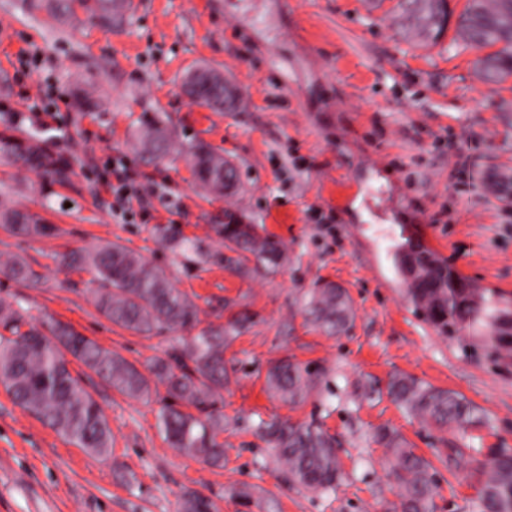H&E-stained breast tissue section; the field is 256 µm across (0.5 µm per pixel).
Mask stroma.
Listing matches in <instances>:
<instances>
[{"mask_svg":"<svg viewBox=\"0 0 512 512\" xmlns=\"http://www.w3.org/2000/svg\"><path fill=\"white\" fill-rule=\"evenodd\" d=\"M122 23L77 12L66 21L0 0V100L14 97L20 49L41 53L24 85L42 88L50 128L20 126L65 159V185L0 161V193L39 213L51 235L0 229V262L25 257L44 281L27 288L0 275V301L23 298L34 326L47 319L138 369L165 358L176 332L140 335L96 310L88 273L58 255L117 242L164 270L199 308L202 324L245 318L224 347V464L172 448L158 425L170 398L120 394L78 361L79 377L106 416L112 453L96 457L15 405L0 385V512H182L188 494L210 512H398L379 429L394 430L436 474L432 512H479V464L512 449V349L484 325L441 334L412 301L395 262L408 237L424 239L467 279L512 302V223L502 203L475 194L456 172L449 142L466 139L481 176H512V80L480 81L475 52L448 42L420 50L402 41L367 0H127ZM219 70L237 96L215 112L180 89L191 66ZM159 116L180 140L200 139L237 170L234 192L209 195L183 160L146 163L137 130ZM150 194L149 218L120 220L100 183L112 157ZM281 240L272 268L239 265L214 230L225 211ZM172 226L195 247L161 238ZM344 288L353 310L330 335L307 313L314 288ZM309 373L301 400L270 394V367ZM407 374L456 391L479 423L450 432L394 403L390 379ZM321 427L337 442L335 491L295 484L263 440L260 422ZM462 455L448 456V444Z\"/></svg>","mask_w":512,"mask_h":512,"instance_id":"stroma-1","label":"stroma"}]
</instances>
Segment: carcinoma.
Listing matches in <instances>:
<instances>
[{"label":"carcinoma","instance_id":"obj_1","mask_svg":"<svg viewBox=\"0 0 512 512\" xmlns=\"http://www.w3.org/2000/svg\"><path fill=\"white\" fill-rule=\"evenodd\" d=\"M95 9L112 18V0H29L33 9L43 8L54 18L73 12V4ZM396 23L417 44L437 45L448 27L445 19L454 13L449 0H400ZM451 47L483 50L474 61L487 82L503 84L512 79V0H465L457 13ZM182 92L193 102L211 110L224 111V85L199 82L191 87L181 81ZM140 148L147 162L163 161L177 152L192 167L200 182L215 196H224L225 180H237V171L224 156L201 141L175 143L171 132L158 120L146 121L140 133ZM0 159L39 172L49 183L70 180V166L45 151L34 139L0 132ZM235 213L224 212L226 222L215 225L224 246L239 253L240 261L256 260L278 265L284 257L280 240L231 223ZM0 227L26 237H43L53 232L37 213L0 205ZM427 263L416 279L407 284L412 300L433 326L464 327L488 324L499 343L512 346V312L499 306L494 294L472 287L458 276L448 261L431 249L424 250ZM60 264L86 272L97 284L93 303L100 315L132 332L150 335L164 330L196 331L182 336L168 358L148 366L155 380L169 395L192 407L184 412L172 404L160 412L165 439L174 448L203 457L212 466L224 464V448L217 441L224 413L219 407L224 390V327L201 326L196 303L174 288L158 267L139 253L119 243L93 249H74ZM6 274L27 287H36L42 275L23 257L5 264ZM311 314L321 327L334 333L348 327L352 314L346 292L334 283L313 290ZM26 324L24 316L0 304V327L10 336H0V384L13 402L30 412L78 448L103 456L111 451L108 422L92 395L73 376L64 352H69L118 392L130 396L150 395V380L134 365L112 355L71 327L54 322L51 336ZM270 388L283 400L301 396L306 379L301 369L281 363L269 371ZM393 401L407 407L436 427L462 428L475 421V410L463 396L451 390L427 386L402 375L389 386ZM263 439L278 460L288 466L292 480L318 492L336 488L340 470L334 442L320 429L291 421L261 423ZM389 454L392 473L400 489L401 512H429L435 482L430 462L415 453L400 437L380 432ZM483 476L481 512H512V453L495 450L481 464Z\"/></svg>","mask_w":512,"mask_h":512}]
</instances>
